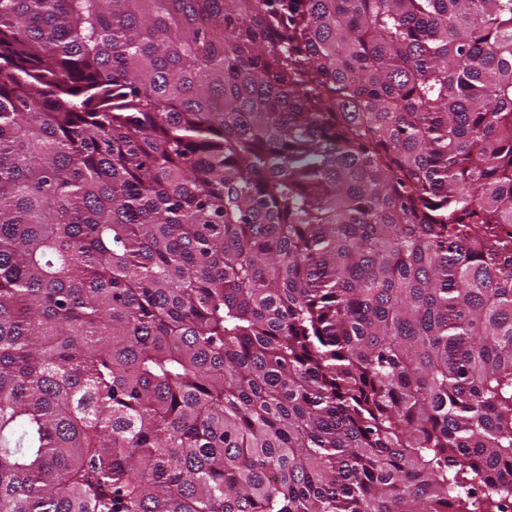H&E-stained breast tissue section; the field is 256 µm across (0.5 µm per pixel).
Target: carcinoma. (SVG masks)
<instances>
[{"label": "carcinoma", "instance_id": "1", "mask_svg": "<svg viewBox=\"0 0 512 512\" xmlns=\"http://www.w3.org/2000/svg\"><path fill=\"white\" fill-rule=\"evenodd\" d=\"M474 224L512 0H0V512H512Z\"/></svg>", "mask_w": 512, "mask_h": 512}]
</instances>
